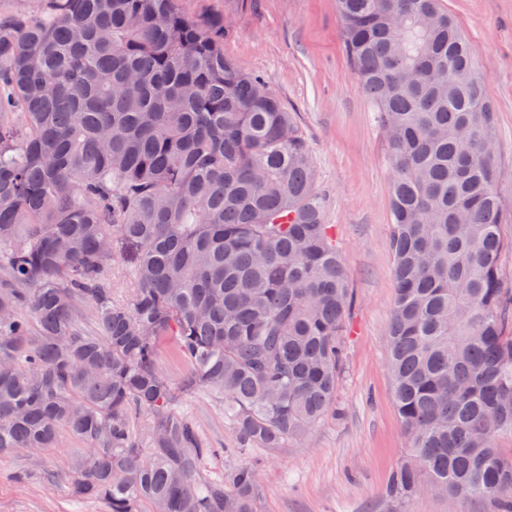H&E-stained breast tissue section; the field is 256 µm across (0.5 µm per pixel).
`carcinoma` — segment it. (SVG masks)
<instances>
[{"label":"carcinoma","mask_w":512,"mask_h":512,"mask_svg":"<svg viewBox=\"0 0 512 512\" xmlns=\"http://www.w3.org/2000/svg\"><path fill=\"white\" fill-rule=\"evenodd\" d=\"M243 3L0 14V455L70 433L90 456L64 477L108 512H257L256 468L200 480L214 449L174 411L184 391L222 395L245 448L336 404L355 296L297 113L224 55ZM336 9L392 168L387 369L410 451L391 497L437 484L512 512V448L493 442L512 433L494 106L440 0ZM166 336L191 365L179 389L157 366Z\"/></svg>","instance_id":"carcinoma-1"}]
</instances>
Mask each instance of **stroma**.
I'll list each match as a JSON object with an SVG mask.
<instances>
[{
    "label": "stroma",
    "mask_w": 512,
    "mask_h": 512,
    "mask_svg": "<svg viewBox=\"0 0 512 512\" xmlns=\"http://www.w3.org/2000/svg\"><path fill=\"white\" fill-rule=\"evenodd\" d=\"M470 40L476 68L497 112V190L512 216V0H442ZM224 52L264 76L298 123L318 172L326 220L346 259L356 305L336 409L280 448L238 451L224 399L203 389L181 394L177 413L193 420L211 453L200 466L217 482L239 464L258 468V512H485L420 494L403 505L389 495L408 440L392 398L387 332L395 298L388 204L392 169L375 114L342 47L335 0H246L231 17ZM85 443L61 433L40 468L24 455L0 457V512H107L72 494L63 477Z\"/></svg>",
    "instance_id": "1"
}]
</instances>
